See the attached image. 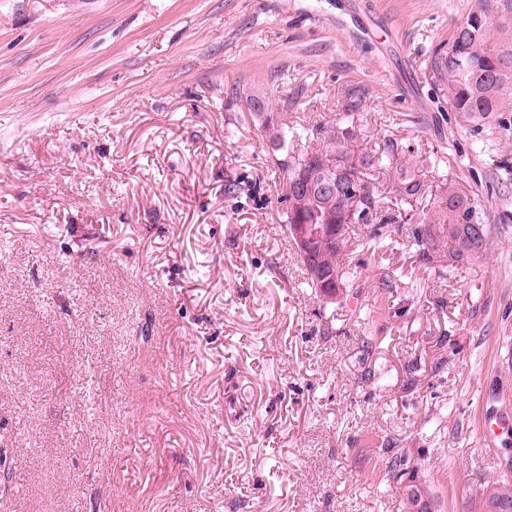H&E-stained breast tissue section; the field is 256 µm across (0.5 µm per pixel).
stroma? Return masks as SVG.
Listing matches in <instances>:
<instances>
[{"mask_svg": "<svg viewBox=\"0 0 512 512\" xmlns=\"http://www.w3.org/2000/svg\"><path fill=\"white\" fill-rule=\"evenodd\" d=\"M474 0H0V512H436L512 477V88L473 129L439 69ZM393 139L323 303L287 242L275 123ZM235 191H226L227 182ZM468 197L451 261L410 211ZM441 203L440 232L443 238H448L449 258L459 262L483 252L490 239V226L480 222L468 199L448 191ZM475 226L480 228V233ZM415 482H406L405 492H411L412 488H407L409 484H414ZM404 509H407L406 512H415L413 511L415 506L420 505L425 506L426 508L434 507V495L429 485L426 482L418 481L416 485H414V489L412 494L408 497L404 496L403 499ZM435 511V510H434Z\"/></svg>", "mask_w": 512, "mask_h": 512, "instance_id": "obj_1", "label": "stroma"}]
</instances>
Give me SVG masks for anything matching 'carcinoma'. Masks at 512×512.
Segmentation results:
<instances>
[{
  "instance_id": "cac0c4a2",
  "label": "carcinoma",
  "mask_w": 512,
  "mask_h": 512,
  "mask_svg": "<svg viewBox=\"0 0 512 512\" xmlns=\"http://www.w3.org/2000/svg\"><path fill=\"white\" fill-rule=\"evenodd\" d=\"M494 32L492 0H476L466 17L452 32L448 41V101L453 111L472 124L487 120L503 105L507 85H512V41L498 47L491 46ZM509 84H503V78ZM263 128L271 140L283 146L296 137L305 139L308 131L303 127L275 126L273 118L264 117ZM350 133L328 137L335 155L329 151L305 150L298 155L284 154L275 164L283 172L280 182L286 203L285 224H322L329 236L312 243V252L319 259L317 275H308V284L314 290L322 283L345 282L342 255L348 242L347 235L356 224L374 225L378 239L391 237L387 227L394 218L377 219L380 200L368 189L362 179L363 170L385 166L398 150L388 141L376 150L364 153L358 163L349 161L346 144ZM318 175L336 185V193L319 192L303 203L295 204L288 191L289 183L298 176ZM420 183L415 171L404 166L398 172L397 192L408 199L418 194ZM442 237L448 238V256L453 261H464L484 251L490 239V226L480 222L475 208L468 199L452 191L441 204ZM406 512L415 506L434 507V495L429 485L420 481L412 494L403 499ZM479 512H512V480L504 478L485 485L479 497Z\"/></svg>"
}]
</instances>
